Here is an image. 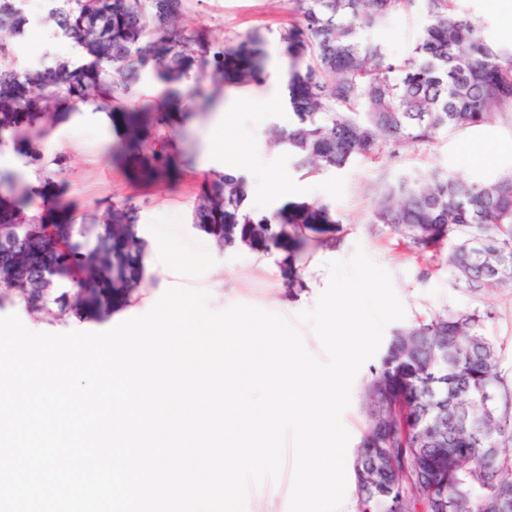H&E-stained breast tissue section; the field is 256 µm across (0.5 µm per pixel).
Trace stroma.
I'll return each mask as SVG.
<instances>
[{"mask_svg":"<svg viewBox=\"0 0 512 512\" xmlns=\"http://www.w3.org/2000/svg\"><path fill=\"white\" fill-rule=\"evenodd\" d=\"M475 17L484 22L500 43L512 44V0H470ZM28 24L21 37L12 41L20 68L74 64L83 60L74 44L60 36L48 17L47 0H23ZM187 17L192 26L211 38L234 39L259 30L268 34V78L263 85L242 88L236 110L225 134L233 148L224 154L223 165L238 168L250 187L247 206L262 213H276L288 206L323 203L340 222L337 247L309 249L301 257L306 288L289 297L285 288L287 254L273 249L247 247L226 250L192 222L194 186L218 173L221 165L204 168L200 156L211 132L215 112L202 108L212 93L209 80L189 77L180 85L184 102L195 105L194 118L183 124L189 173L183 181L144 187L128 180L123 162L110 153L111 136L95 128L78 129L62 120L48 129L38 142L44 160L59 157L64 167L59 175L65 186L64 201L78 212L105 215L110 204L133 198L138 207V232L146 242L150 260L139 290L134 312H148L171 287L192 286L211 294L209 306L222 310L234 304L256 306L295 318L312 309L314 299L328 286L330 264L351 259L363 247L392 276L394 289L405 308V323L429 318L443 309L485 310L495 313L485 333L501 346L498 370L512 386V287H474L456 278L446 259L427 263L417 258L388 227L370 223L372 198L381 176L391 181H422L432 172L457 175L473 183L490 181L512 169V122L499 121L478 129L445 133L431 145L406 148L395 156L370 161L360 159L345 169L315 178H303L283 149L269 145L271 127H288L292 113L283 111V86L276 80L285 59L277 31L298 22L291 0H188ZM425 23L423 5L394 15L384 28L372 31L386 54L404 58L411 54ZM281 184L283 201H272L269 177ZM180 248L184 262L169 266L170 248Z\"/></svg>","mask_w":512,"mask_h":512,"instance_id":"stroma-1","label":"stroma"}]
</instances>
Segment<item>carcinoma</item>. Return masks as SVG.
I'll use <instances>...</instances> for the list:
<instances>
[{
    "mask_svg": "<svg viewBox=\"0 0 512 512\" xmlns=\"http://www.w3.org/2000/svg\"><path fill=\"white\" fill-rule=\"evenodd\" d=\"M423 2L426 22L414 54L388 58L368 32ZM21 0H0V142L34 162L47 128L92 103L125 124L122 151L145 184L185 174L174 138L185 112L152 100L130 108L134 86L150 73L178 97L190 72L222 87L265 79L268 39L260 31L234 40L202 39L178 22L184 0H48L62 37L88 61L19 70L2 34L27 24ZM463 0H293L300 23L279 32L288 57L286 88L295 117L273 129L270 144L288 151L294 168L317 176L357 159L376 160L434 143L442 133L512 121V47L494 42ZM57 172L40 185L0 172V226L10 248L0 265V307L84 321L134 300L145 275L138 208L128 198L79 217L62 201ZM248 182L226 170L196 184L193 220L224 249H280L293 257L339 244L338 221L325 204L286 214L247 208ZM371 224L400 236L419 259L448 250L458 279L509 286L494 275L512 265V171L474 184L433 175L390 186L374 197ZM288 295L305 288L288 267ZM485 311L445 309L401 327L364 387L367 428L353 461L355 512H440L462 501L474 512L512 505V389L498 373L496 342L485 335Z\"/></svg>",
    "mask_w": 512,
    "mask_h": 512,
    "instance_id": "cac0c4a2",
    "label": "carcinoma"
}]
</instances>
